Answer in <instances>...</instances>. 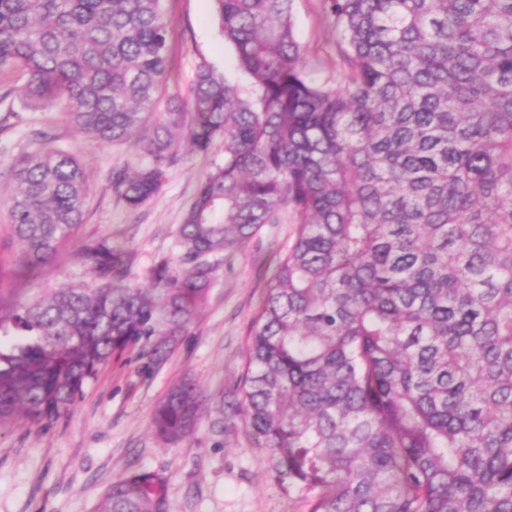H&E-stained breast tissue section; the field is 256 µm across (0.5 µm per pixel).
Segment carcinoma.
I'll return each instance as SVG.
<instances>
[{
	"instance_id": "1",
	"label": "carcinoma",
	"mask_w": 512,
	"mask_h": 512,
	"mask_svg": "<svg viewBox=\"0 0 512 512\" xmlns=\"http://www.w3.org/2000/svg\"><path fill=\"white\" fill-rule=\"evenodd\" d=\"M248 88L205 61L190 111L144 126L169 71L162 0H0V103L64 105L83 134L143 131L147 162L112 174L131 210L156 197L178 134L224 157L176 252L146 285L134 252L81 240L94 280L29 304L0 292V429L49 427L112 360L143 374L207 301L212 257L265 224H295L252 318L242 415L272 478L308 512H512V0H322L340 85L305 74L293 0H214ZM13 157V270L50 265L86 215L72 150L36 129ZM207 397L183 377L152 423L189 437ZM101 512H169L166 481L133 470Z\"/></svg>"
}]
</instances>
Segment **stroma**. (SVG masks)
<instances>
[{"mask_svg": "<svg viewBox=\"0 0 512 512\" xmlns=\"http://www.w3.org/2000/svg\"><path fill=\"white\" fill-rule=\"evenodd\" d=\"M163 5L172 20L171 72L164 96L189 100L194 71L202 61L242 82L233 52L219 33L212 0H164ZM292 19L305 47L307 76L337 87V34L324 21L320 0H294ZM7 104L18 118L0 134V170L18 153L33 150L32 129H48L60 145L77 153L89 209L86 224L60 248L51 266L34 277L7 281V288L19 301L31 302L63 285L90 286V273L75 257L79 240L89 236H108L134 251L131 278L143 283L145 267L174 254L183 215L213 161L223 157V144H215L207 155L177 144L178 157L162 192L133 211L113 192L112 171L145 163L137 138L100 142L79 133L61 107L29 110L17 92ZM293 231L285 218L263 225L244 248L219 258L206 304L181 346L155 373H139L133 361L108 365L52 426L19 422L0 430V512H100L112 482L135 469L166 478L170 512H308L304 495L285 491L267 472L263 452L254 447L243 424L227 429L218 421L222 398L237 391L270 258L287 247ZM186 375L209 402L193 434L166 447L154 434L153 413L169 387Z\"/></svg>", "mask_w": 512, "mask_h": 512, "instance_id": "35a3bbf8", "label": "stroma"}]
</instances>
